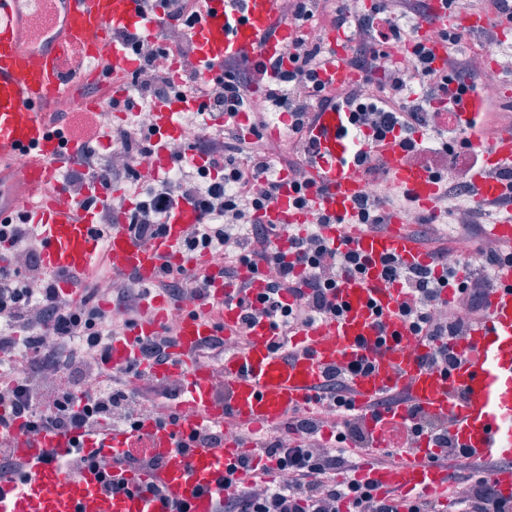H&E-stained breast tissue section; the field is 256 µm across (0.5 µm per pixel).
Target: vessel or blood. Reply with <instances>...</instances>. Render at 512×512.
<instances>
[{"mask_svg": "<svg viewBox=\"0 0 512 512\" xmlns=\"http://www.w3.org/2000/svg\"><path fill=\"white\" fill-rule=\"evenodd\" d=\"M433 18L421 23L417 37L434 53L435 67H444L450 47L437 37L440 29L477 32L490 19L482 12H448L444 0H432ZM283 0H203V16L190 29L199 66H217L225 59L248 54L266 67L268 83H275L287 66L288 49L297 29L283 21ZM162 7L146 11L142 0H0V180L24 186L31 199L23 212L38 227L43 246L41 265L54 278L59 293L79 299L73 274L89 268L105 253L114 274L133 277L144 289L137 319L124 335L113 338L106 363L119 368L137 364L154 380L181 379L184 398L174 405L177 422L147 418L136 429L105 425L94 434L77 435L53 429L30 434L20 417L8 416L0 425V440L26 469L15 480H0V512H214L215 503L253 476L238 465L252 453L253 434L282 427L297 411L318 408L317 396L335 368L367 358V372L349 375L354 413L371 434V443L355 469L353 480L368 484L374 494L404 506L418 495L443 499L453 473L441 448L420 437L394 460H386V430L406 423L411 408L447 423L461 450L460 465L491 461L483 480L512 503V266L500 269L490 289L484 314L464 335L447 344L457 361L450 371L426 365L443 344L415 336L399 317L406 298L400 281L383 277L380 260L392 256L408 267L426 266V248L404 229L399 217L391 227L373 233L353 224L352 216L367 194L364 167L355 158L356 142L345 132V112H320L309 137L313 162L308 169L312 187L305 207H298L287 172L276 177L275 197L259 213L262 224L279 235L272 245L287 253L290 237L311 225L332 246L370 259L366 274L341 278L337 290L344 303L341 317H327L295 329L288 348L276 350L275 331L268 319L243 324L242 296L265 293L268 279L262 270L239 266L236 277L224 274L223 264L208 252L190 253L182 240L200 221L196 204L184 201L169 215L166 232L151 243H140L129 231L124 214L112 216V230L99 241L95 229L107 206L98 183H87L80 200H69L64 169L78 157V141H64L47 115L69 92V54L82 51V78L112 65V95L129 94L121 76L137 68L135 57L117 43L127 33L153 36ZM99 31L98 44L85 36ZM327 56L318 72L326 90L336 91L359 81L347 63L349 37L341 30L325 35ZM198 108L196 99L172 97L156 102L151 114L154 150L149 166L154 173L172 166L168 142L183 135L179 116ZM482 164L471 174L479 199L491 201L512 190L500 179L512 169V127H501L489 140L473 139ZM386 171V187L412 198L420 209L434 210L440 184L424 167L411 163L396 135H387L373 148ZM328 224H319L320 216ZM201 279L202 295L173 303L158 279L162 271ZM176 328L169 361L143 359L141 346L167 325ZM234 340V349L219 363L202 357L212 337ZM390 398L388 411L376 413L378 401ZM232 422L234 431L220 444L202 446L190 437L200 428ZM143 438L156 466H122L112 470L120 493L102 492L99 475L90 466L61 469L76 446L123 454L136 438ZM161 488L154 496L153 488Z\"/></svg>", "mask_w": 512, "mask_h": 512, "instance_id": "b4317fda", "label": "vessel or blood"}]
</instances>
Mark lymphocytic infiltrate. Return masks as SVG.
<instances>
[{"instance_id":"obj_1","label":"lymphocytic infiltrate","mask_w":512,"mask_h":512,"mask_svg":"<svg viewBox=\"0 0 512 512\" xmlns=\"http://www.w3.org/2000/svg\"><path fill=\"white\" fill-rule=\"evenodd\" d=\"M165 17L152 43L141 38L127 39L140 65L130 85L134 97L122 107L131 112L128 125L117 130L113 146L124 156L116 162L97 155L92 143L96 133H89L83 155L88 163L85 172L72 171L71 182L96 180L103 187L122 178H130L134 159L144 154L151 141L152 129L142 124L139 113L172 95L190 96L200 102L199 112L209 118L198 126L187 141L173 148L172 160L190 168L195 156L206 157V167L198 177L183 174L173 181H152L145 187V200L124 214L131 233L148 243L165 230V219L180 201L191 200L201 211L203 221L194 225L184 238L188 252L204 249L228 256L225 274L232 275L238 265L266 267L272 272L266 293L257 298L241 297L239 304L244 322L268 319L278 337L275 348L288 346L287 332L326 316L341 312L330 295L343 275H360L367 268L366 259L355 252L332 248L317 231L296 238L293 260L270 249L274 229L259 224L256 214L273 199L276 191L272 172V155L265 141L267 112L284 110L293 116L288 137V170L297 191H305L310 181L307 167L311 161L306 129L315 107L333 104L347 109L348 131L361 144L399 132L408 159L431 170L445 187L439 198L447 204L449 197L460 193L472 199L475 189L470 177L479 165L480 156L467 132L478 129L489 136L499 125V116L485 112L481 118L464 119L456 111L430 112L423 104L408 101L407 84L398 77L387 82L374 81L382 60L393 54L407 55L417 74L426 79L432 95L446 99L450 84L459 91L477 90L478 76L471 70L472 56L481 55L492 40L483 35L474 45L471 56H449L447 67H433L431 58L416 46L413 36L397 25L375 28V20L387 9L386 0H374L370 9L358 7L356 0H286L285 17L299 32L288 51V68L281 71L276 88L269 94L266 113L255 115L248 136H233L219 142L227 130L226 119L250 111L248 90L262 73L260 66L242 55L219 64V74L203 77L199 69L184 74L181 84H173L166 62L169 58L192 55L193 46L187 29L201 14L200 0H163ZM336 29L348 31V64L361 75L359 84L336 94L323 93L317 72L325 56L323 40L314 38L313 30L322 21ZM493 213L474 203L465 223L442 229L435 217H423L410 225L411 234L429 246L432 264L427 268H407L396 258L383 259L387 277L400 280L410 295L402 314L414 334L429 340L459 336L465 327L484 313V300L495 281L498 267L512 265V246L497 245L483 252V263L469 268L465 259L456 257L458 239H478L484 221ZM38 231L30 224H0V243L16 248L18 269H0V355L13 356L23 351L25 362L14 379L0 383V404H8L15 414L24 416L31 434L53 427L63 431L88 429L96 425L132 427L134 419L147 414L161 418L158 404L141 398L126 380L127 369L109 373L103 368L104 354L112 339L130 324L136 315L141 296L134 283L115 291L125 315L112 317L104 311L91 312L87 306L96 297L99 283L105 281V269L96 268L75 275L82 290L80 301L58 295L54 284L42 273L38 250ZM303 267V279H295L294 267ZM455 287L458 300L442 301L444 288ZM292 289L296 301L282 304L280 290ZM88 319H81V311ZM367 360L352 364L350 369H333L327 376L316 411L295 413L276 435L261 442L255 459L275 463L277 478L240 486L218 504V512H396L386 499L376 497L371 488L356 481H337L346 469L347 445L363 449L367 435L358 418L350 415L346 371L368 369ZM335 419L333 443L321 442L319 435L326 419ZM412 424L394 426L388 431V443L404 448L420 437H429L445 448L449 457L459 451L448 436L445 423L432 420L420 410H412ZM407 512H512L496 490L480 480L472 481L465 493L449 492L447 504L418 497L410 500Z\"/></svg>"}]
</instances>
